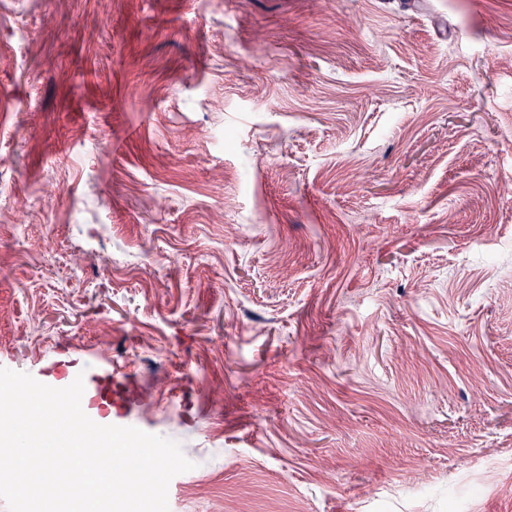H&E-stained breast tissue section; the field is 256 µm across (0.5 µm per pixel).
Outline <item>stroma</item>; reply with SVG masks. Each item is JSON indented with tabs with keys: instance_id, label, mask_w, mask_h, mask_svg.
Here are the masks:
<instances>
[{
	"instance_id": "1",
	"label": "stroma",
	"mask_w": 512,
	"mask_h": 512,
	"mask_svg": "<svg viewBox=\"0 0 512 512\" xmlns=\"http://www.w3.org/2000/svg\"><path fill=\"white\" fill-rule=\"evenodd\" d=\"M0 367L171 512H512V0H0ZM100 393L113 407L123 409L135 398L136 387L130 382L108 376L102 382Z\"/></svg>"
}]
</instances>
